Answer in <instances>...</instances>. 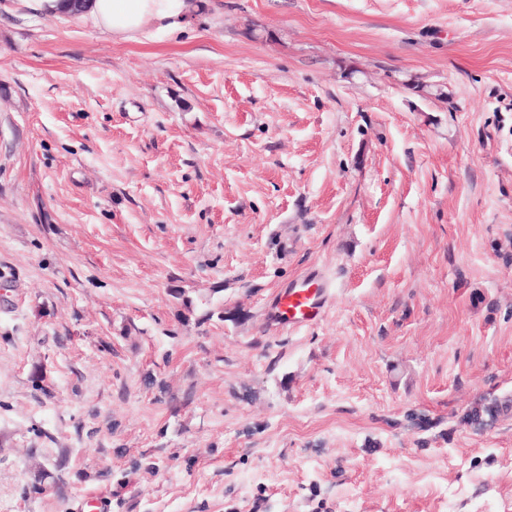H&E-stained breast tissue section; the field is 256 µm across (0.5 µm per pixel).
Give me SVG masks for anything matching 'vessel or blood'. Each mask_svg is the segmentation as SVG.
<instances>
[{
    "mask_svg": "<svg viewBox=\"0 0 512 512\" xmlns=\"http://www.w3.org/2000/svg\"><path fill=\"white\" fill-rule=\"evenodd\" d=\"M332 288V280L321 270L309 271L280 289L267 316L272 322L288 327L316 325L329 307Z\"/></svg>",
    "mask_w": 512,
    "mask_h": 512,
    "instance_id": "obj_1",
    "label": "vessel or blood"
}]
</instances>
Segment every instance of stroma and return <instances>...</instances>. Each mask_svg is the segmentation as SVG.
<instances>
[{"label":"stroma","mask_w":512,"mask_h":512,"mask_svg":"<svg viewBox=\"0 0 512 512\" xmlns=\"http://www.w3.org/2000/svg\"><path fill=\"white\" fill-rule=\"evenodd\" d=\"M206 2L0 0V512H512V0ZM199 0H80L79 16L112 39L142 42L148 26L171 31L188 27L200 8ZM333 281L311 270L280 289L267 311L272 322L288 327L318 324L329 307Z\"/></svg>","instance_id":"35a3bbf8"}]
</instances>
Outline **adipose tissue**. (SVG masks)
<instances>
[{"label": "adipose tissue", "instance_id": "1", "mask_svg": "<svg viewBox=\"0 0 512 512\" xmlns=\"http://www.w3.org/2000/svg\"><path fill=\"white\" fill-rule=\"evenodd\" d=\"M82 18L100 32L125 42H142L149 26L171 31L188 27L198 0H81Z\"/></svg>", "mask_w": 512, "mask_h": 512}]
</instances>
